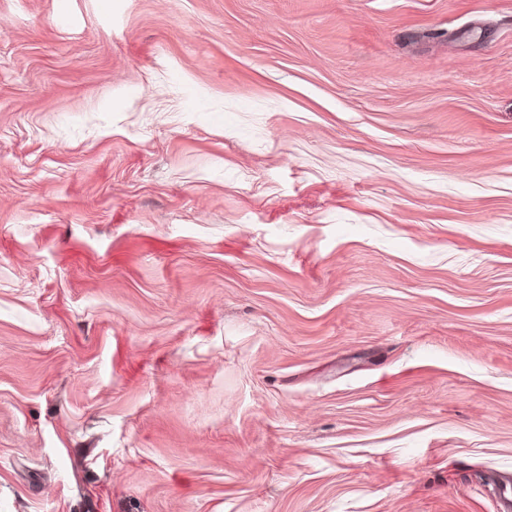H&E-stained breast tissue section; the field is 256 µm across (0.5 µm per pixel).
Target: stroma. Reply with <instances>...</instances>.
<instances>
[{
	"instance_id": "35a3bbf8",
	"label": "stroma",
	"mask_w": 512,
	"mask_h": 512,
	"mask_svg": "<svg viewBox=\"0 0 512 512\" xmlns=\"http://www.w3.org/2000/svg\"><path fill=\"white\" fill-rule=\"evenodd\" d=\"M512 0H0V512H499Z\"/></svg>"
}]
</instances>
